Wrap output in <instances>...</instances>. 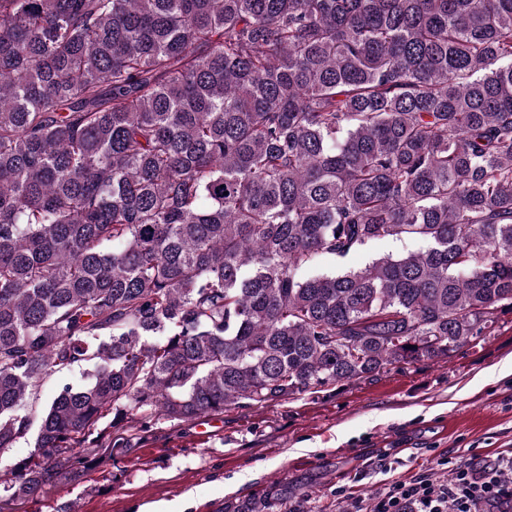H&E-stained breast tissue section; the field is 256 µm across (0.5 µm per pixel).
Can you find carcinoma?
Listing matches in <instances>:
<instances>
[{
  "mask_svg": "<svg viewBox=\"0 0 512 512\" xmlns=\"http://www.w3.org/2000/svg\"><path fill=\"white\" fill-rule=\"evenodd\" d=\"M382 239L423 248L300 275ZM506 314L512 0H0L10 499L114 434L446 361Z\"/></svg>",
  "mask_w": 512,
  "mask_h": 512,
  "instance_id": "1",
  "label": "carcinoma"
}]
</instances>
